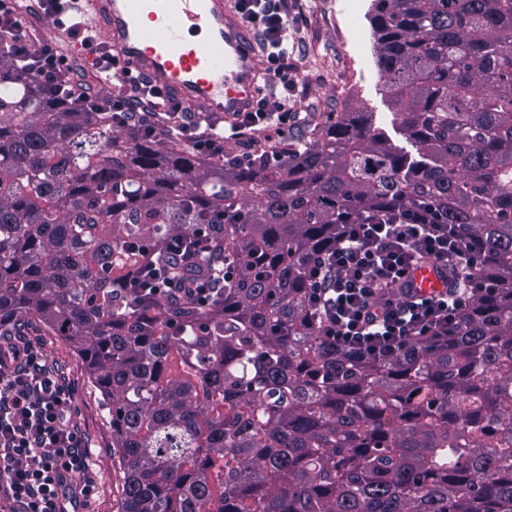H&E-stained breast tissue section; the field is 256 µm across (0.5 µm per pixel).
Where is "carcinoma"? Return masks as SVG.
<instances>
[{
  "label": "carcinoma",
  "instance_id": "carcinoma-1",
  "mask_svg": "<svg viewBox=\"0 0 512 512\" xmlns=\"http://www.w3.org/2000/svg\"><path fill=\"white\" fill-rule=\"evenodd\" d=\"M411 143L327 115L279 160H209L50 98L0 56V334L33 320L86 362L120 512H512V0H373ZM412 213L494 281L387 358L320 336L306 267L344 224ZM211 225L189 263L162 249ZM153 241L147 254L141 244ZM206 308L137 305L146 266Z\"/></svg>",
  "mask_w": 512,
  "mask_h": 512
}]
</instances>
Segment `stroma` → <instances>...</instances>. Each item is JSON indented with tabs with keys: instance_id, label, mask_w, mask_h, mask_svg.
I'll list each match as a JSON object with an SVG mask.
<instances>
[{
	"instance_id": "obj_1",
	"label": "stroma",
	"mask_w": 512,
	"mask_h": 512,
	"mask_svg": "<svg viewBox=\"0 0 512 512\" xmlns=\"http://www.w3.org/2000/svg\"><path fill=\"white\" fill-rule=\"evenodd\" d=\"M298 25L288 44L297 68L291 99L301 112H370L398 145L394 106L383 88L370 24L371 0H288ZM27 338L42 347L46 364L69 387L71 423L88 445V491L82 512H118L124 472L116 462L112 427L83 359L62 338L30 324Z\"/></svg>"
}]
</instances>
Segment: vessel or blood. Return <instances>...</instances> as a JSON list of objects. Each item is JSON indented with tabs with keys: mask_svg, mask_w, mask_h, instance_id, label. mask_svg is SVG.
Masks as SVG:
<instances>
[{
	"mask_svg": "<svg viewBox=\"0 0 512 512\" xmlns=\"http://www.w3.org/2000/svg\"><path fill=\"white\" fill-rule=\"evenodd\" d=\"M76 8L107 51L177 99L229 122L253 110L262 58L224 0H77ZM410 280L413 295L428 296L445 291L452 274L423 260Z\"/></svg>",
	"mask_w": 512,
	"mask_h": 512,
	"instance_id": "1",
	"label": "vessel or blood"
}]
</instances>
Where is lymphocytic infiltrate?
Masks as SVG:
<instances>
[{
    "label": "lymphocytic infiltrate",
    "instance_id": "f902f5d3",
    "mask_svg": "<svg viewBox=\"0 0 512 512\" xmlns=\"http://www.w3.org/2000/svg\"><path fill=\"white\" fill-rule=\"evenodd\" d=\"M237 11L261 43L264 84L290 88L294 66L288 31L296 20L283 0H237ZM0 30L11 35L0 43V55L55 97L110 114L113 123L140 133L180 140L215 159L223 157L226 142L244 137L276 158L300 120L288 97L263 94L253 111L234 122L204 127L186 106L140 75L131 76L124 93L104 95L106 76L127 65L104 49L96 31L83 38L96 57L90 82L54 44L35 41L27 20L8 0H0ZM425 258L456 271L480 263L479 256L449 239L441 224L346 225L336 248L312 257L307 266L309 304L321 335L337 346L387 357L410 338L432 335L454 322L486 286L473 277L456 279L442 293L414 297L409 273ZM44 361L42 349L26 340L0 346V500L18 512H58V500L74 490L89 467L90 452L68 419L70 391Z\"/></svg>",
    "mask_w": 512,
    "mask_h": 512
}]
</instances>
